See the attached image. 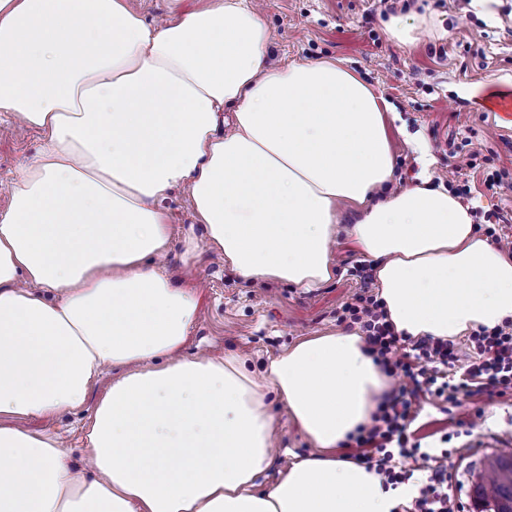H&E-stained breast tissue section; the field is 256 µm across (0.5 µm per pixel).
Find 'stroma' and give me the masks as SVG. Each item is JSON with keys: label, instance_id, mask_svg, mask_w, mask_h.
Returning a JSON list of instances; mask_svg holds the SVG:
<instances>
[{"label": "stroma", "instance_id": "1", "mask_svg": "<svg viewBox=\"0 0 512 512\" xmlns=\"http://www.w3.org/2000/svg\"><path fill=\"white\" fill-rule=\"evenodd\" d=\"M220 0H129L151 22H167L217 6ZM273 33L271 64L336 58L358 73L389 105L385 123L395 153L392 188L413 185L422 169L412 144L429 147L435 180L468 181L465 204L474 224L482 212H500L512 236V186L489 191L483 172H512V0H415L428 13L429 32L403 46L386 33L384 14L373 0H258ZM41 147L38 131L12 113L0 112V211L10 202L9 188L21 165ZM171 238L160 270L173 286L200 284L201 304L189 329L186 355L206 350L217 357L241 355L255 374L297 341L341 330L342 307L361 291L358 270L372 261L345 235H338L331 256L336 275L321 287L304 290L287 283L246 281L208 246L183 189L161 202ZM197 247L188 250L187 237ZM90 393L86 408L57 418L28 420L68 445L75 470L86 454L85 423L109 383ZM417 437L433 450H447L448 472L461 512H483L474 475L496 455H512V397L475 395L443 413L434 396L421 397ZM278 444L268 467L256 479L257 491L279 479L283 460L311 454L313 446L288 415L271 400Z\"/></svg>", "mask_w": 512, "mask_h": 512}]
</instances>
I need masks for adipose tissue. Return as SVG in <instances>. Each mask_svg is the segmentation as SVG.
<instances>
[{
    "mask_svg": "<svg viewBox=\"0 0 512 512\" xmlns=\"http://www.w3.org/2000/svg\"><path fill=\"white\" fill-rule=\"evenodd\" d=\"M271 44L249 0L163 26L127 0H0V112L44 137L0 212V512H393L414 496L335 455L392 388L363 336L301 340L261 379L187 357L199 294L147 264L174 187L241 277L301 288L334 278L348 212L397 331L512 320V254L469 207L426 172L386 191L384 99L332 59L270 67ZM108 366L77 472L23 421L80 409ZM271 394L316 452L259 492Z\"/></svg>",
    "mask_w": 512,
    "mask_h": 512,
    "instance_id": "obj_1",
    "label": "adipose tissue"
}]
</instances>
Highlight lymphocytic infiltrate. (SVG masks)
Instances as JSON below:
<instances>
[{"label": "lymphocytic infiltrate", "mask_w": 512, "mask_h": 512, "mask_svg": "<svg viewBox=\"0 0 512 512\" xmlns=\"http://www.w3.org/2000/svg\"><path fill=\"white\" fill-rule=\"evenodd\" d=\"M361 293L342 309V320L360 326L365 333V351L389 376L404 372L412 384L393 387L379 401L368 425L349 436L347 447L356 449V459L373 469L384 484L408 481V461L431 460L429 451L415 439L412 426L420 415L419 395L433 390L435 395L456 407L460 396L485 393L512 395V321L488 329L480 328L470 337L473 358L462 377L440 379L437 365L456 361L453 342L424 337L411 343L412 350L402 353L406 338L395 331L387 319L383 302L373 295V276L361 270ZM431 473L400 512H459L448 484V468L432 462Z\"/></svg>", "instance_id": "f902f5d3"}]
</instances>
